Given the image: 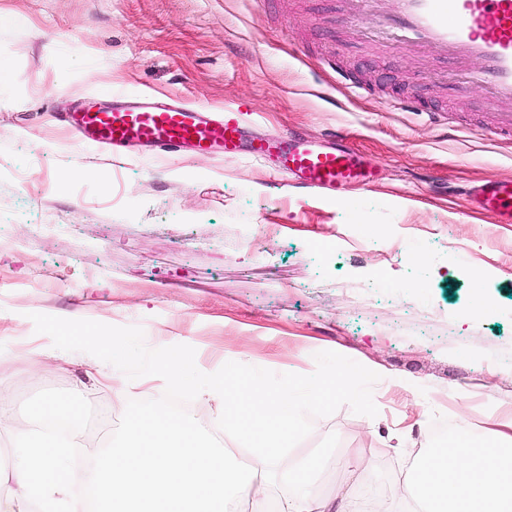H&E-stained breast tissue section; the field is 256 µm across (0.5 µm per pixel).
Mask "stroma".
Returning a JSON list of instances; mask_svg holds the SVG:
<instances>
[{
    "label": "stroma",
    "mask_w": 512,
    "mask_h": 512,
    "mask_svg": "<svg viewBox=\"0 0 512 512\" xmlns=\"http://www.w3.org/2000/svg\"><path fill=\"white\" fill-rule=\"evenodd\" d=\"M356 4L0 0V386L16 416L44 389L92 405L79 467L123 415L112 367L36 359L34 313L138 326L152 348L186 338L208 368L308 375L306 349L362 364L377 416L342 406L287 457L337 434L335 460L365 449L362 484L397 485L459 417L482 439L512 417V225L466 194L512 178V142L480 87L448 111L462 68L398 47ZM392 90L407 108L386 109ZM147 97L237 112L249 137L344 134L377 181L326 196L246 156L117 155L60 121Z\"/></svg>",
    "instance_id": "stroma-1"
}]
</instances>
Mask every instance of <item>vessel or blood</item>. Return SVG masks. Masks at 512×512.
<instances>
[{
    "label": "vessel or blood",
    "instance_id": "vessel-or-blood-1",
    "mask_svg": "<svg viewBox=\"0 0 512 512\" xmlns=\"http://www.w3.org/2000/svg\"><path fill=\"white\" fill-rule=\"evenodd\" d=\"M395 12L383 24L398 37L419 47L443 50L455 58L480 60L478 70L455 87H485L498 104L512 102V0H396ZM71 125L95 142L120 150L144 145L175 152L189 147L198 152L222 149L224 154L248 153L278 160L294 185L305 190L340 194L373 182L375 175L344 140L319 145L295 135L245 139L233 113L214 118L204 109L180 102L116 105L106 110L93 105L72 113ZM469 195L476 208L493 213L498 223L512 224V179L485 180Z\"/></svg>",
    "mask_w": 512,
    "mask_h": 512
}]
</instances>
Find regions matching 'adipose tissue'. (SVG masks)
<instances>
[{"instance_id":"adipose-tissue-1","label":"adipose tissue","mask_w":512,"mask_h":512,"mask_svg":"<svg viewBox=\"0 0 512 512\" xmlns=\"http://www.w3.org/2000/svg\"><path fill=\"white\" fill-rule=\"evenodd\" d=\"M512 420L492 438L474 440L459 420L447 447L421 454L399 499L414 496L432 512H512Z\"/></svg>"}]
</instances>
